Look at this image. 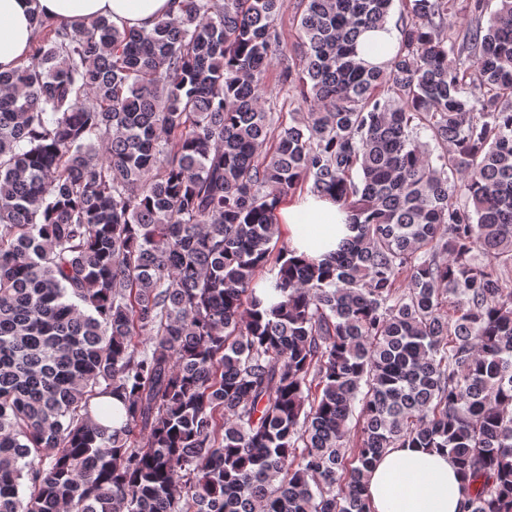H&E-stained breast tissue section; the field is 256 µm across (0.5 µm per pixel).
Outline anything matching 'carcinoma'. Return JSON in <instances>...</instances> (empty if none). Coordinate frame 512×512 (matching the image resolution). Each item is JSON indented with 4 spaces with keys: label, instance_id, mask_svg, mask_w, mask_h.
<instances>
[{
    "label": "carcinoma",
    "instance_id": "obj_1",
    "mask_svg": "<svg viewBox=\"0 0 512 512\" xmlns=\"http://www.w3.org/2000/svg\"><path fill=\"white\" fill-rule=\"evenodd\" d=\"M490 2L406 0L383 66L355 46L392 0H300L297 57L288 0H177L150 31L33 14L0 73V512H372L366 473L405 447L457 459L465 512H512V0ZM305 186L356 232L320 265L274 244Z\"/></svg>",
    "mask_w": 512,
    "mask_h": 512
}]
</instances>
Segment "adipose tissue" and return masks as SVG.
<instances>
[{
	"label": "adipose tissue",
	"instance_id": "adipose-tissue-1",
	"mask_svg": "<svg viewBox=\"0 0 512 512\" xmlns=\"http://www.w3.org/2000/svg\"><path fill=\"white\" fill-rule=\"evenodd\" d=\"M174 0H0V72L27 59L32 13L51 23L78 27L105 17L118 27L151 30L175 13ZM297 255L321 261L351 237L348 214L336 200L307 194L279 211ZM374 512H462L465 483L454 460L424 448H391L366 478Z\"/></svg>",
	"mask_w": 512,
	"mask_h": 512
}]
</instances>
